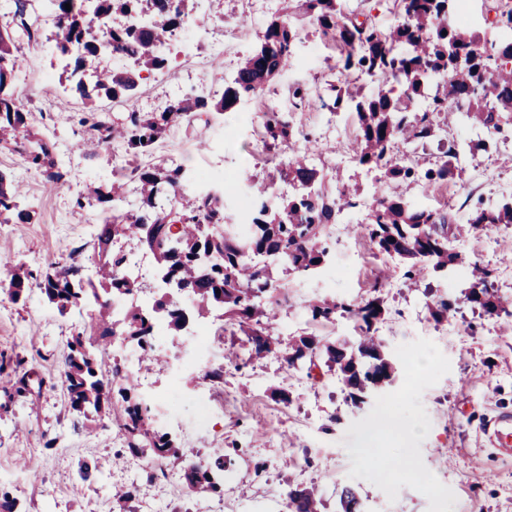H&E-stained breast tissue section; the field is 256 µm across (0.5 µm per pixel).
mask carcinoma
Here are the masks:
<instances>
[{
	"label": "carcinoma",
	"mask_w": 512,
	"mask_h": 512,
	"mask_svg": "<svg viewBox=\"0 0 512 512\" xmlns=\"http://www.w3.org/2000/svg\"><path fill=\"white\" fill-rule=\"evenodd\" d=\"M4 2L12 6L19 26L14 35L0 32V145L17 147L29 169L47 175L54 184L64 178L63 161L54 157V145L44 138L21 141L30 113L25 111L20 94L5 91L25 61L17 41L43 38L58 56L73 59V67L63 69L60 79L92 106L81 120L78 150L94 156L115 141L135 153L145 152L174 129L207 127L205 115L211 112L235 111L241 98L261 94L288 68L294 58L291 46L299 35L296 25L272 17L262 23L260 41L240 58L232 84L224 88L219 99L181 97L159 113L131 111L122 123L115 124L93 108L95 102L102 97L127 99L138 89L143 73L165 67L167 59L156 53L157 46L187 32V20L200 0H95L91 15L82 0H55V21L46 35L41 32L33 0ZM347 2L290 0L288 15L296 20L312 18L322 34L332 35L348 48L338 73L362 75V80L344 89L328 83L316 95L304 84L291 85L288 95L293 108L302 111L315 97L319 108L327 112L355 110L359 133L354 158L361 166L380 170L389 188L387 194L377 197L369 221L360 228L379 252L394 254L408 263L407 279L413 280L429 269L446 271L455 264L470 268L461 301L440 299L428 305L436 323L456 315L461 302L489 316L512 318V311L494 287L493 271L466 263L451 246L458 220L477 231L511 225L512 200L492 210L457 214L431 210L412 193L422 182L448 179L449 160L470 130L498 131L512 126V42L491 40L470 30L457 18L458 0H400L406 21L386 29L367 16L359 18L347 9ZM115 13L123 15L127 23L110 30L109 44L132 64L119 61L113 69L95 73L87 82V61L104 46L93 30V17L110 18ZM508 26L512 27V8L499 2L491 27ZM261 119L262 140L269 150L292 143L301 135L295 118L273 105L263 106ZM444 128L456 129V137H439ZM398 141L415 149L436 144L435 162L426 168L416 158L408 163L389 162L386 153ZM132 174L140 205L135 211L113 216L112 223L103 226L97 281L83 285L82 278L70 273L69 265L46 274L37 283L22 265L8 267L3 277L11 301H19L35 286L60 315L90 297L96 301L98 317L83 333L67 341L61 355V384L69 409L77 418L102 425L119 410L122 435L132 453L174 457L183 464L184 483L196 495L221 493L224 456L202 464L194 460V449L179 448L167 434L151 429L150 409L126 382L121 362L107 355L109 337L127 336L140 348L139 362L152 360L153 322L158 313L164 314L173 328L181 329L189 319L204 321L220 308L249 345L248 358L236 367L274 353L289 368H325L342 380L354 405L393 383L399 365L386 352L376 330L386 313L380 297L359 304L323 298L306 305L305 314L312 322H330L340 316L359 323L361 332L354 344L312 334L285 344L275 334L278 312L288 306V295L279 286L275 267L280 265L288 273L302 276L325 265L330 255L328 226L335 223L337 213L357 207L347 190L331 193L323 187V179L310 166L307 154L292 152L279 172L281 180L300 186L298 194L278 199L267 195L265 186L255 187L253 194L259 203L244 234L226 221L224 201L219 198L195 196L184 214L165 205L166 197L181 188L182 168L148 166L136 168ZM126 192L127 183L122 179L112 180L105 189L98 186L92 190L95 200L108 208L124 200ZM21 193L19 181L0 171L1 224L32 218L37 205L31 202L28 209H19ZM114 235L133 236L142 248L154 252L155 275L161 282L172 276L171 287L152 306H132L117 321L112 318L110 297L129 295L132 288L130 280L116 274L122 260L108 248ZM257 257L271 262L257 263ZM24 364L25 359L18 355L8 367L0 362V374L8 378L18 396L26 391ZM102 473L99 461H78L75 491ZM284 495L289 512H321V499L313 486L290 484Z\"/></svg>",
	"instance_id": "carcinoma-1"
}]
</instances>
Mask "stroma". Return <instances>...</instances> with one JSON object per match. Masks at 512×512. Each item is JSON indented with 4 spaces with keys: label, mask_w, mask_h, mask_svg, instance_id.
<instances>
[{
    "label": "stroma",
    "mask_w": 512,
    "mask_h": 512,
    "mask_svg": "<svg viewBox=\"0 0 512 512\" xmlns=\"http://www.w3.org/2000/svg\"><path fill=\"white\" fill-rule=\"evenodd\" d=\"M282 0H240L236 14L211 15L213 25L244 23L241 35L227 36L223 53L209 47L187 53L164 46L170 65L162 80L147 78L136 97L123 104L102 98L99 111L112 121H123L127 112H159L180 98L199 78L208 77L213 96H221L243 53L257 44L265 18L280 13ZM300 37L312 49L311 56L294 58L280 81L262 95L263 100L288 110V87L302 83L323 87L332 74L326 64L332 49L308 22H300ZM28 57L13 88L32 114L35 134L50 138L66 161L62 185L53 187L44 175L26 171L22 157L8 147L0 148V168L13 170L25 185L27 196L38 201L33 218L26 223L0 224V260L28 268L43 277L54 264L95 258L94 243L100 230L93 224V209L79 206L89 186L107 185L114 174L130 180L139 165L174 167L194 163L203 173L223 175L225 181L249 183L260 180L270 194L288 197L294 188L280 179L276 156H255L261 127L246 129L242 119L225 114L210 116L204 139L177 129L156 144L151 153L125 155L113 167L111 155L88 158L74 143L85 115L82 100L73 92L49 87L45 74H60L63 63L38 44L24 45ZM327 112L311 107L300 118L305 131L297 142L318 160L324 175L341 171L349 186L359 187L363 201L378 196L383 186L376 173L352 160L357 134L356 118L325 132ZM492 162L491 177L473 180L460 172L449 180L450 212L484 207L488 195L512 194V147L479 151ZM366 210L342 213L329 232L336 238L331 261L307 278L281 276L288 290V305L276 324L284 338L316 334L332 340L355 341L357 323L339 319L310 323L303 315L308 301L333 297L353 303L380 296L387 313L378 335L399 361L394 384L384 393L368 396L355 406L347 402V390L335 374L310 378L305 371L288 368L276 355L236 369L224 360L226 340L212 346L215 366L224 370L223 383L196 374L183 383L174 408L185 425L175 439L199 449L201 460L223 456L224 512H288L284 490L288 484L317 486L324 512H338L337 491L352 486L361 512H512V457L498 456L482 432L484 424L502 414H512V333H505L498 318L462 308L448 322L435 323L427 308L429 295L460 297L465 277L453 267L447 276L427 273L421 287L408 285L405 265L376 251L356 232ZM469 261L493 269L498 293L512 304V226H499L498 234L465 235L452 243ZM74 317L58 316L40 294L12 302L0 294V353L20 354L28 373L24 396H6L0 390V493L17 499L21 512H117L112 506V486L137 483L139 493L127 504V512H168L170 500H180L187 512H210L214 500L192 495L184 485L147 483L145 471L135 468V455L116 432L94 423H79L70 412L58 380L61 352L67 340L80 331ZM187 331H167L155 343L162 363L144 365L140 375L159 393L174 386L170 358L176 344L186 342ZM289 394L288 401L276 390ZM233 400L216 412L206 432H195L200 398H219L221 391ZM393 412L408 422L422 425L410 441L386 434L367 438L368 424ZM65 432L64 446L43 448V437ZM330 454H322V447ZM410 453L413 471L392 478L384 474L380 459ZM29 460L39 481H20L18 459ZM105 461L103 475L75 491L72 473L79 459ZM263 471H256V463Z\"/></svg>",
    "instance_id": "obj_1"
}]
</instances>
